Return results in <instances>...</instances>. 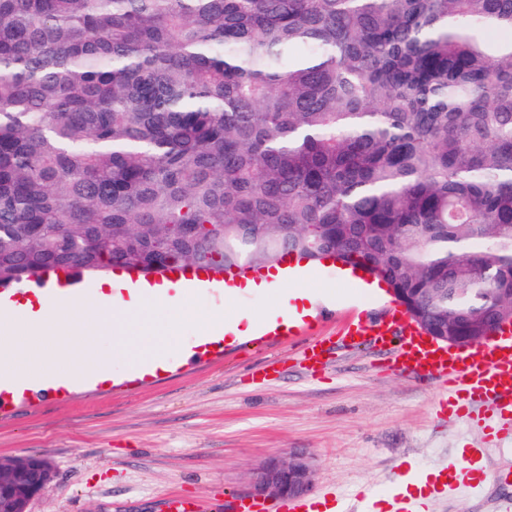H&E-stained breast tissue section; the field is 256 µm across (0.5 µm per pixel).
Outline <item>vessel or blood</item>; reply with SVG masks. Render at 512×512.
<instances>
[{"mask_svg": "<svg viewBox=\"0 0 512 512\" xmlns=\"http://www.w3.org/2000/svg\"><path fill=\"white\" fill-rule=\"evenodd\" d=\"M238 277L221 271L173 268L159 285L146 288V295L157 290L175 291L189 296L197 290L221 292L238 285ZM86 292L78 272L59 276L47 274L37 279L31 295H45L55 301H79ZM343 336L348 344L368 340L378 347L395 351L398 368L415 371L425 377L445 379L448 383V418L470 425L493 427L503 438L512 439V330L497 332L477 349L447 350L430 343L413 329L406 327L403 317L389 314L381 323H357L347 327ZM63 387L17 389L0 380V411L25 401L38 404L42 395L64 397ZM471 465L465 469H444L446 486H475L481 480L478 467L479 449H471ZM328 497L287 500L275 504L235 497L224 503V512H335Z\"/></svg>", "mask_w": 512, "mask_h": 512, "instance_id": "1", "label": "vessel or blood"}]
</instances>
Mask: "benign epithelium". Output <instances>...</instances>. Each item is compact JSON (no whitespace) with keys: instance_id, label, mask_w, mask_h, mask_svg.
Wrapping results in <instances>:
<instances>
[{"instance_id":"obj_1","label":"benign epithelium","mask_w":512,"mask_h":512,"mask_svg":"<svg viewBox=\"0 0 512 512\" xmlns=\"http://www.w3.org/2000/svg\"><path fill=\"white\" fill-rule=\"evenodd\" d=\"M45 461L25 459L6 479L0 477V512H13L21 506L28 512L30 503L47 487L42 471ZM313 471L312 457L304 450H294L288 459L264 462L254 473L252 491L256 496L296 497L308 490Z\"/></svg>"}]
</instances>
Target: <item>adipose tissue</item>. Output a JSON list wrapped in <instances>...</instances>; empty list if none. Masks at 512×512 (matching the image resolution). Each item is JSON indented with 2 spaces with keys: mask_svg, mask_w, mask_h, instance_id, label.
Returning <instances> with one entry per match:
<instances>
[{
  "mask_svg": "<svg viewBox=\"0 0 512 512\" xmlns=\"http://www.w3.org/2000/svg\"><path fill=\"white\" fill-rule=\"evenodd\" d=\"M107 291L99 292L94 305L75 302L56 306L45 298L12 302L10 311L1 314L15 333L0 338V368H7L20 384H28L39 372H54L58 364H66L65 380L75 382L97 371H103L102 359L91 357L90 348L102 336L112 339L116 354L132 355L138 360L157 365L172 340L164 335L138 336L132 330L134 321L151 315L156 306L167 307L172 315H180L188 306L185 297L164 294L152 299L134 298L133 302L113 300L110 291L122 288L119 279L109 280Z\"/></svg>",
  "mask_w": 512,
  "mask_h": 512,
  "instance_id": "obj_1",
  "label": "adipose tissue"
}]
</instances>
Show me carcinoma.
<instances>
[{"label": "carcinoma", "instance_id": "1", "mask_svg": "<svg viewBox=\"0 0 512 512\" xmlns=\"http://www.w3.org/2000/svg\"><path fill=\"white\" fill-rule=\"evenodd\" d=\"M285 253L512 315V0H0V286Z\"/></svg>", "mask_w": 512, "mask_h": 512}]
</instances>
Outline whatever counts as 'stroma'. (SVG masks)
<instances>
[{
    "label": "stroma",
    "instance_id": "obj_1",
    "mask_svg": "<svg viewBox=\"0 0 512 512\" xmlns=\"http://www.w3.org/2000/svg\"><path fill=\"white\" fill-rule=\"evenodd\" d=\"M306 272L322 305L296 334L247 337L212 362H179L210 320L297 303L290 284L269 294H200L172 324L171 368L161 379L126 385L131 360L113 354L105 338L97 354L110 366L112 389L81 384L71 398L0 413V455H34L55 470L30 512H166L173 496L218 505L249 492L262 462L295 449L313 456L308 497L333 489L348 499L363 487L384 495L463 466L469 448L485 451L481 490L431 495L425 512H500L512 501V441L449 421L440 380L394 370V353L371 345L331 347L319 370L305 360L310 337L340 339L379 303L321 263Z\"/></svg>",
    "mask_w": 512,
    "mask_h": 512
}]
</instances>
